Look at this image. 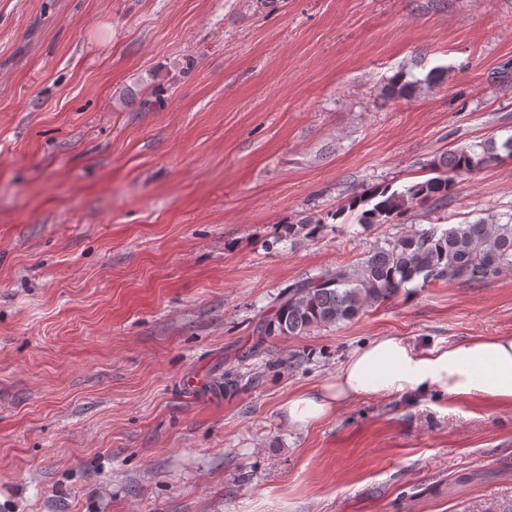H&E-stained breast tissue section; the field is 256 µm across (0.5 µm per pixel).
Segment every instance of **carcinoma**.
Instances as JSON below:
<instances>
[{"instance_id":"obj_1","label":"carcinoma","mask_w":512,"mask_h":512,"mask_svg":"<svg viewBox=\"0 0 512 512\" xmlns=\"http://www.w3.org/2000/svg\"><path fill=\"white\" fill-rule=\"evenodd\" d=\"M435 76L407 79L396 74L385 93L391 99L410 97L422 87H431ZM512 159V136L498 143L488 140L461 147L428 163L434 176L393 189L389 186L368 195L355 196L344 207L316 220L305 219L286 226L290 237H308L354 211L365 226L390 224L411 209L432 213L445 204L455 185V176ZM512 271V216L507 222L489 215L474 222L442 224L440 220L412 233L385 242L352 266L308 275L281 294L273 317L259 320L255 335L301 336L315 327L350 323L365 308L385 302L417 280H453L482 284Z\"/></svg>"}]
</instances>
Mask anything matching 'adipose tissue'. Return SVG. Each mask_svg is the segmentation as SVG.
Returning <instances> with one entry per match:
<instances>
[{
    "label": "adipose tissue",
    "mask_w": 512,
    "mask_h": 512,
    "mask_svg": "<svg viewBox=\"0 0 512 512\" xmlns=\"http://www.w3.org/2000/svg\"><path fill=\"white\" fill-rule=\"evenodd\" d=\"M434 387L453 399L512 404V336H479L427 354L401 338L379 336L350 354L333 380L289 399L283 410L289 424L302 429L361 397Z\"/></svg>",
    "instance_id": "ef3b65f1"
}]
</instances>
